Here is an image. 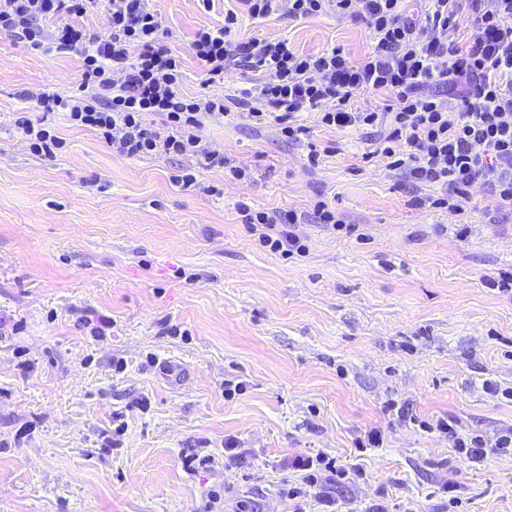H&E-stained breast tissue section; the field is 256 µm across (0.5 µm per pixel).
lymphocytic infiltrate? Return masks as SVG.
Returning <instances> with one entry per match:
<instances>
[{"label":"lymphocytic infiltrate","instance_id":"obj_1","mask_svg":"<svg viewBox=\"0 0 512 512\" xmlns=\"http://www.w3.org/2000/svg\"><path fill=\"white\" fill-rule=\"evenodd\" d=\"M150 0H0V31L29 43L31 50L52 54L80 50L82 66L75 94L39 93L43 112L67 110L73 125L95 131L113 154L134 158L153 154L190 155L199 166L223 163L224 157L198 131L206 118L224 115L223 99L204 93L182 94L183 60L164 46L172 32L164 27ZM255 18L282 13L308 18L333 11L362 20L373 41L361 59L339 48L299 53L285 40L233 36L238 16L199 29L191 41L204 85L229 74L237 61L262 72L252 96L275 109V122L291 142L307 135L295 125V112L319 110L328 127L379 129L376 151L417 187L436 186L431 207L456 213L474 183L501 203L512 206V0H427L424 18L408 15L405 0H241ZM105 10L107 33L89 37L77 18ZM55 22L49 36L35 28ZM471 24L467 42L455 36ZM467 88L458 102L448 94L458 83ZM383 95L384 111H355V96ZM163 117L162 129L144 117ZM243 223L259 230V242L283 258L304 256L308 247L295 231V211H263L240 203ZM443 434L470 466L512 456V429L495 439L460 433L455 421L440 420ZM301 485L285 488L288 499L333 481L336 461L319 453L298 459Z\"/></svg>","mask_w":512,"mask_h":512}]
</instances>
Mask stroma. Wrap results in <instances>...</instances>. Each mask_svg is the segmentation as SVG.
<instances>
[{
    "mask_svg": "<svg viewBox=\"0 0 512 512\" xmlns=\"http://www.w3.org/2000/svg\"><path fill=\"white\" fill-rule=\"evenodd\" d=\"M152 6L176 34L189 96L204 89L192 37L230 10L241 38L353 60L372 44L361 21L329 12ZM80 66L78 52L41 55L0 32V512H293L281 489L319 452L346 470L324 487L337 512H448L451 483L462 512H512L511 457L467 466L425 428H512V402L481 388L512 387V294L488 286L512 271V208L477 184L459 213L423 205L435 188L412 187L371 155V135L324 127L314 110L299 114L323 149L309 165L275 121L247 117L259 74L244 63L206 88L228 110L201 130L223 165L120 158L36 106L34 94L76 90ZM22 115L63 139L55 158L18 139ZM182 168L223 195L174 185ZM320 201L342 228L318 222ZM242 202L296 211L306 256L261 248ZM102 316L114 327L92 336ZM372 429L382 446L358 448ZM230 439L252 465L224 463ZM193 452L216 461L188 474Z\"/></svg>",
    "mask_w": 512,
    "mask_h": 512,
    "instance_id": "obj_1",
    "label": "stroma"
}]
</instances>
